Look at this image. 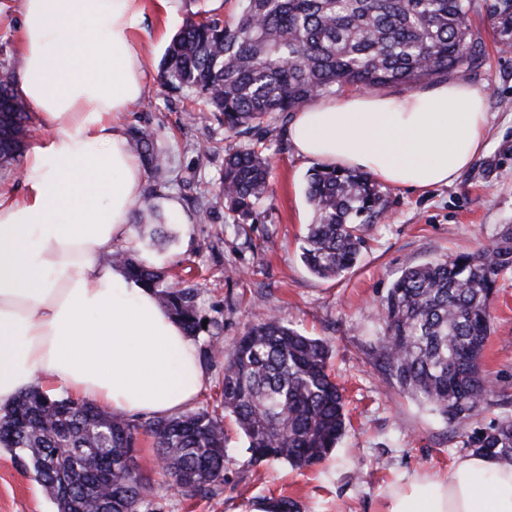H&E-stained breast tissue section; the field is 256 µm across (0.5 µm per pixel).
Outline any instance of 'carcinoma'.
<instances>
[{"instance_id":"carcinoma-1","label":"carcinoma","mask_w":512,"mask_h":512,"mask_svg":"<svg viewBox=\"0 0 512 512\" xmlns=\"http://www.w3.org/2000/svg\"><path fill=\"white\" fill-rule=\"evenodd\" d=\"M230 23L188 19L160 64L170 89L200 100L237 134L274 114L304 107L336 85L375 89L470 68L483 42L468 24L480 11L502 49L512 48V0H241ZM30 115L0 77V163L17 161ZM133 148L159 176L164 160L153 133H132ZM270 156L242 147L225 156L218 192L237 223L265 200ZM302 258L315 276L336 278L355 266L362 232L384 215L386 199L370 176L324 168L311 174ZM112 264L152 290L198 340V289L171 286L165 273L124 245ZM512 270V229L495 250L457 254L406 269L381 300L376 338L384 381L448 421L472 419L489 404L494 383L480 369L491 335L490 306L499 276ZM328 344L276 317L251 326L224 353L221 400L212 409L144 423L108 408L51 397L32 387L0 411V442L51 496L56 512H140L152 490L149 472L186 496L224 484V418L248 441L255 462L296 469L321 462L344 435L341 388L328 371ZM155 440L158 467H145L139 434ZM466 447L512 465V416L468 436Z\"/></svg>"}]
</instances>
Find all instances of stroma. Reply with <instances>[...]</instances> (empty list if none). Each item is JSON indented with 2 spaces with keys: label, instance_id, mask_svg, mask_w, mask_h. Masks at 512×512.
<instances>
[{
  "label": "stroma",
  "instance_id": "obj_1",
  "mask_svg": "<svg viewBox=\"0 0 512 512\" xmlns=\"http://www.w3.org/2000/svg\"><path fill=\"white\" fill-rule=\"evenodd\" d=\"M240 0H170L160 9L146 0L133 32L146 57V92L122 117L126 131H152L168 156L160 176L146 174L144 198L154 207L162 236L134 228L139 259L169 280L198 288L203 316L221 327L231 348L247 328L275 316L328 343L329 370L344 389L350 425L332 454L305 471L277 462L256 463L232 419H225L224 484L193 498L156 478L148 512H245L254 502L288 498L296 512H379L388 484L420 473L447 471L468 455V435L512 414V272L498 280L491 303L492 332L481 366L494 380L489 406L476 418L450 422L387 385L374 341L382 330L379 303L404 270L456 253L494 248L512 227V53L500 51L487 17L470 22L485 58L449 77L482 88L490 124L472 166L447 186L423 193L384 187L388 209L364 235L357 264L325 280L302 260L303 236L314 213L306 197L316 161L296 155L285 116L236 135L193 102L163 86L158 66L172 37L193 14L237 15ZM19 0H0V76L14 77L19 52ZM244 144L267 147L270 193L252 219L233 224L218 197L224 152ZM177 211H169V203ZM0 512H55L47 492L0 447Z\"/></svg>",
  "mask_w": 512,
  "mask_h": 512
}]
</instances>
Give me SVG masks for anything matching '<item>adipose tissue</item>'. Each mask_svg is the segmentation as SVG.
I'll list each match as a JSON object with an SVG mask.
<instances>
[{"instance_id":"ef3b65f1","label":"adipose tissue","mask_w":512,"mask_h":512,"mask_svg":"<svg viewBox=\"0 0 512 512\" xmlns=\"http://www.w3.org/2000/svg\"><path fill=\"white\" fill-rule=\"evenodd\" d=\"M144 0H21L18 94L51 126L24 191L0 187V409L34 384L129 416H168L204 377L197 346L153 293L101 262L132 238L144 170L120 116L146 90L133 30ZM484 92L454 81L404 96L347 91L294 114L300 157L425 192L485 146ZM379 512H512V466L475 454L389 484Z\"/></svg>"}]
</instances>
